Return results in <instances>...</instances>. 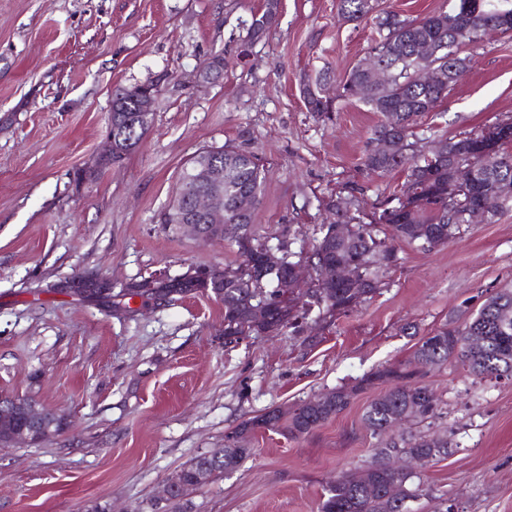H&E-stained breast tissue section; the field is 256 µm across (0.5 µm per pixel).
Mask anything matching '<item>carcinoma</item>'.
<instances>
[{
	"instance_id": "1",
	"label": "carcinoma",
	"mask_w": 512,
	"mask_h": 512,
	"mask_svg": "<svg viewBox=\"0 0 512 512\" xmlns=\"http://www.w3.org/2000/svg\"><path fill=\"white\" fill-rule=\"evenodd\" d=\"M278 4L279 0H265L251 15L243 44L251 46L267 35L276 22ZM337 10L343 20L358 22L372 12V0H337ZM376 25L379 40L341 82L339 96L349 98L354 85L369 84V95L363 103L381 115L370 141L388 139L394 149L380 154L368 150L364 166L378 175L402 169L406 177L394 197L395 204H383L368 223L351 212L350 199L330 204L333 221L323 226L322 236L309 256L321 269L352 266L369 296L379 290L384 272L397 261L394 242L417 243L427 250L443 245L466 223V212L482 201L487 203V221L491 223L512 211V151L508 143H502L492 155H482L477 144L484 133L456 135L442 140L444 154L437 156L430 151L415 154L414 143L409 141L418 117L435 111L448 89L467 72L468 58L460 54L461 48H482L485 27L497 28L503 34L512 32V0H455L449 10L414 19L387 12L376 17ZM423 68L436 72L433 83L418 80ZM320 87L318 77L304 82L305 104L311 112H331L334 99L321 95ZM222 149L224 238L235 242L243 256L239 267L224 270V287L213 293L224 304V341L231 343L252 333H279L293 324L297 297L288 281L289 267L303 259V252L282 244L278 247L281 264L264 265L262 253L267 245L254 243L252 213L236 208L240 195L259 201L264 165L252 154L225 145ZM465 153L469 154L466 162L476 172L474 182L460 186L450 196L448 157ZM339 224L352 228L341 236L334 231ZM382 227L386 233L381 236ZM306 295L327 314H341L352 308L350 289L338 282L323 280ZM465 333L481 337L482 344L453 354L454 330L445 325L421 338L412 359L382 366L349 390H331L334 399L327 405L309 399L298 405L295 415L272 408L241 421L224 435V447L182 466L180 482L194 484L204 460L209 462L214 477L231 473L254 454L251 441L258 432L282 430L293 438L307 435L346 410L359 392L382 385L384 390L368 403L362 416L371 435L388 437L364 468L369 483L357 482L352 473H341L325 489L319 512H406L400 502L417 495L420 487H409L412 476L383 468L385 449L398 448L406 455L439 460L448 455V437L420 431L394 439L389 436V423L407 411L417 424L439 416L435 394L422 396L426 390L422 378L429 367L455 360L476 378L512 379V289L504 288L489 296L461 327L460 334Z\"/></svg>"
}]
</instances>
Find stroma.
<instances>
[{
	"label": "stroma",
	"mask_w": 512,
	"mask_h": 512,
	"mask_svg": "<svg viewBox=\"0 0 512 512\" xmlns=\"http://www.w3.org/2000/svg\"><path fill=\"white\" fill-rule=\"evenodd\" d=\"M263 0H0V398L53 409L62 428L0 448V512H166L158 497L190 460L266 409L351 386L412 358L419 340L468 321L512 285V212L463 225L426 251L397 246L372 299L301 330L224 341V307L199 292L135 302L133 311L58 292L84 274L114 290L193 267L234 269L231 241L207 242L160 221L181 168L199 149L261 158L266 178L255 238L311 251L347 196L367 216L397 193L395 171L363 166L380 121L359 99L308 111L303 81L328 87L369 51L374 18L345 22L336 0H279L278 20L236 60L245 21ZM220 54L224 76L197 72ZM467 73L419 117L422 147L512 117V33L471 53ZM160 84L139 147L102 166L116 88ZM446 459L418 469L412 512H512V381L478 379L459 363L428 369ZM376 395L313 433H257L254 455L189 497V512H318L336 475L364 467L380 439L362 415Z\"/></svg>",
	"instance_id": "1"
}]
</instances>
